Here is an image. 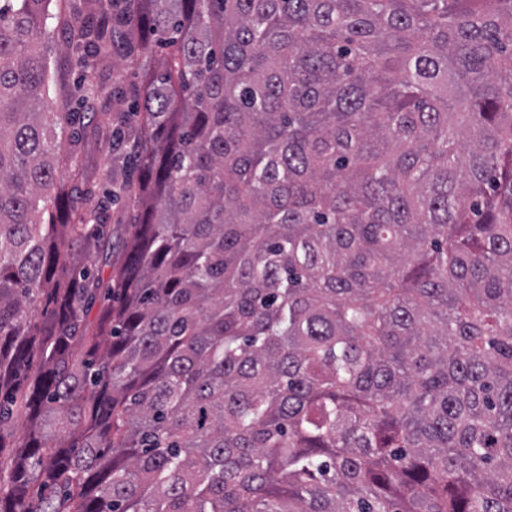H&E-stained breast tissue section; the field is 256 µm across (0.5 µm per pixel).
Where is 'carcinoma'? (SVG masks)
<instances>
[{"instance_id":"obj_1","label":"carcinoma","mask_w":512,"mask_h":512,"mask_svg":"<svg viewBox=\"0 0 512 512\" xmlns=\"http://www.w3.org/2000/svg\"><path fill=\"white\" fill-rule=\"evenodd\" d=\"M51 3L0 0V512H512V0ZM58 39H61L60 34L55 39H42L43 50L50 57L53 77L50 98L46 101L47 112L54 110L57 100L77 97L76 80L79 71L73 60L57 44ZM98 70L109 79L106 86L109 91V106L112 112H127L132 103L129 95L125 94L133 81H142V75L128 66L126 60L112 57V60H104ZM90 150L98 160V164L102 169H109L119 161V155L112 153L110 146L95 145L87 142L81 137L78 126L67 127L62 134L61 153L63 155H73L75 153L87 152Z\"/></svg>"}]
</instances>
